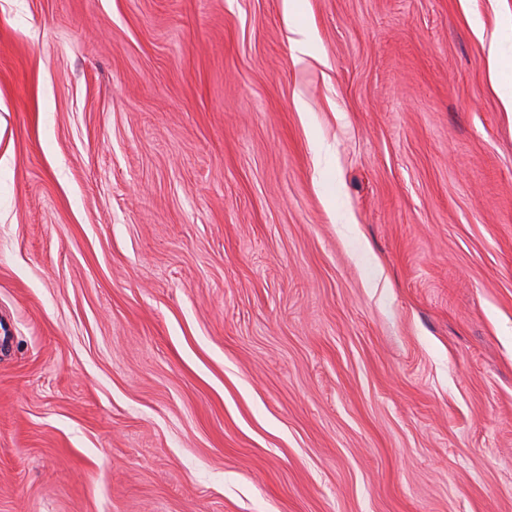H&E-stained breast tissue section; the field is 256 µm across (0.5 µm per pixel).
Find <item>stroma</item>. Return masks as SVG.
I'll return each mask as SVG.
<instances>
[{"label": "stroma", "mask_w": 512, "mask_h": 512, "mask_svg": "<svg viewBox=\"0 0 512 512\" xmlns=\"http://www.w3.org/2000/svg\"><path fill=\"white\" fill-rule=\"evenodd\" d=\"M496 28L0 0V512H512Z\"/></svg>", "instance_id": "obj_1"}]
</instances>
